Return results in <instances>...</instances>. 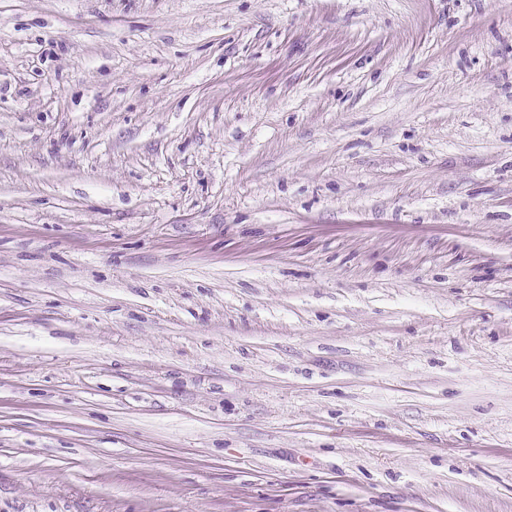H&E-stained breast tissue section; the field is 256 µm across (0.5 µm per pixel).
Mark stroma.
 I'll return each instance as SVG.
<instances>
[{"instance_id":"35a3bbf8","label":"stroma","mask_w":512,"mask_h":512,"mask_svg":"<svg viewBox=\"0 0 512 512\" xmlns=\"http://www.w3.org/2000/svg\"><path fill=\"white\" fill-rule=\"evenodd\" d=\"M0 512H512V0H0Z\"/></svg>"}]
</instances>
